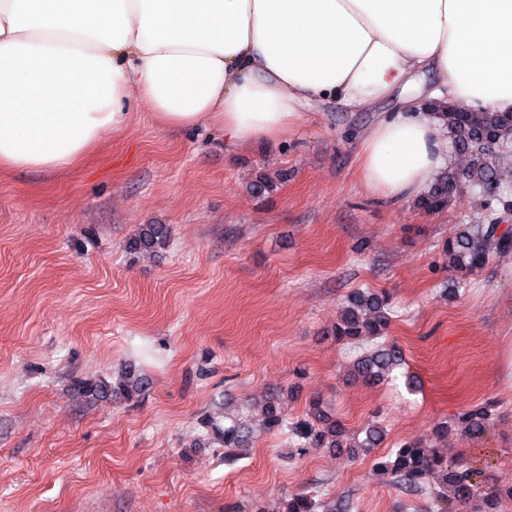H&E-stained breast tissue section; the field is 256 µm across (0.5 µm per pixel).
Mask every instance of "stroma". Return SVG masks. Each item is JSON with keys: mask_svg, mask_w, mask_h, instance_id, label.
<instances>
[{"mask_svg": "<svg viewBox=\"0 0 512 512\" xmlns=\"http://www.w3.org/2000/svg\"><path fill=\"white\" fill-rule=\"evenodd\" d=\"M404 106L397 94L363 110L325 101L295 136L232 145L215 128L161 127L135 96L128 125L80 165L0 175V512H275L295 494L433 512L375 468L408 438L512 487V251L459 278L444 248L487 220L480 190L430 211L365 189L359 134ZM264 173L277 190L251 195ZM141 224L169 225L168 246L131 253ZM367 288L389 299L384 338L417 393L352 373L374 342H339L336 325ZM84 379L105 393L76 397ZM272 392L277 433L262 426ZM316 399L350 441L375 420L383 443L353 456L301 447L293 428ZM479 403L493 421L470 440L454 421ZM235 419L248 433L228 448Z\"/></svg>", "mask_w": 512, "mask_h": 512, "instance_id": "35a3bbf8", "label": "stroma"}]
</instances>
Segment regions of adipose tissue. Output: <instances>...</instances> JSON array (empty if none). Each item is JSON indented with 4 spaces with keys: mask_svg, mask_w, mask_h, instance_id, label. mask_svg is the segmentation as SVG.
<instances>
[{
    "mask_svg": "<svg viewBox=\"0 0 512 512\" xmlns=\"http://www.w3.org/2000/svg\"><path fill=\"white\" fill-rule=\"evenodd\" d=\"M434 74V98L512 112V0H0V170L77 165L131 97L166 129L232 145L298 132L328 97L368 108ZM361 179L396 204L452 166L432 113L361 136Z\"/></svg>",
    "mask_w": 512,
    "mask_h": 512,
    "instance_id": "1",
    "label": "adipose tissue"
}]
</instances>
